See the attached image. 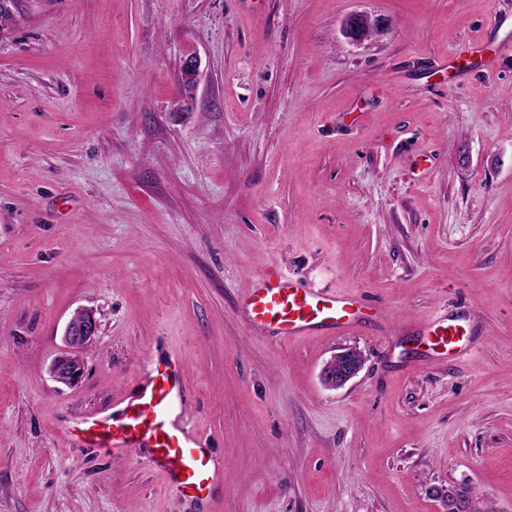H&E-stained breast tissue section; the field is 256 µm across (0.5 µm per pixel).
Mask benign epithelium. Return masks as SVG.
<instances>
[{"mask_svg":"<svg viewBox=\"0 0 512 512\" xmlns=\"http://www.w3.org/2000/svg\"><path fill=\"white\" fill-rule=\"evenodd\" d=\"M386 24L387 20L382 17L355 12L345 19L343 33L350 41L360 43ZM98 333L99 321L93 310L82 308L74 312L63 331V349L50 366L56 382L73 386L81 380L85 368L83 353L95 342ZM362 364L357 351L344 350L325 365L322 379L331 388H342L358 375Z\"/></svg>","mask_w":512,"mask_h":512,"instance_id":"1","label":"benign epithelium"}]
</instances>
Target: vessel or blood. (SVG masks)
I'll use <instances>...</instances> for the list:
<instances>
[{"mask_svg":"<svg viewBox=\"0 0 512 512\" xmlns=\"http://www.w3.org/2000/svg\"><path fill=\"white\" fill-rule=\"evenodd\" d=\"M240 312L251 330L277 341H295L359 325L373 308L356 294L300 287L279 267L270 265L253 280ZM418 334L426 343V358L460 359L469 352L473 326L467 313L456 310L424 322ZM188 386L181 361L156 365L138 379L118 415L87 416L78 436L97 448H148L152 464L186 496L211 497L223 480L224 461L211 452L207 438L184 421Z\"/></svg>","mask_w":512,"mask_h":512,"instance_id":"vessel-or-blood-1","label":"vessel or blood"}]
</instances>
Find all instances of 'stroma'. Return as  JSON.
<instances>
[{
	"label": "stroma",
	"mask_w": 512,
	"mask_h": 512,
	"mask_svg": "<svg viewBox=\"0 0 512 512\" xmlns=\"http://www.w3.org/2000/svg\"><path fill=\"white\" fill-rule=\"evenodd\" d=\"M0 32V512H512V0H10ZM389 20L360 42L344 19ZM196 58L186 83L182 66ZM275 264L378 320L275 343ZM467 309L464 359L415 323ZM100 335L49 375L74 311ZM358 351L340 389L321 380ZM213 501L64 433L163 359ZM362 364L361 355L356 350H344L325 365L322 379L331 388H342L358 375Z\"/></svg>",
	"instance_id": "obj_1"
}]
</instances>
